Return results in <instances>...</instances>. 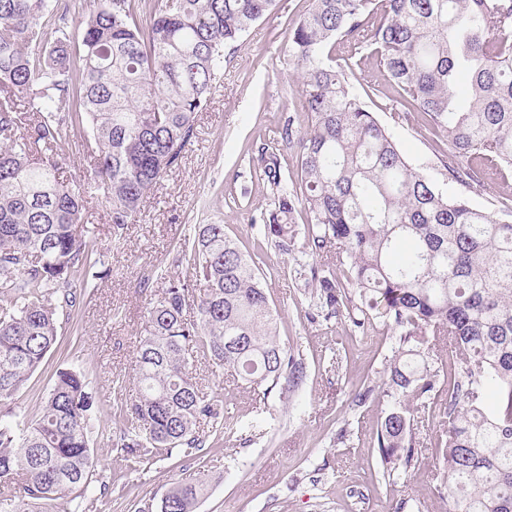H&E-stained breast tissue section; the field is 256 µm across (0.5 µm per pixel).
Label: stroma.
Returning a JSON list of instances; mask_svg holds the SVG:
<instances>
[{"label": "stroma", "mask_w": 512, "mask_h": 512, "mask_svg": "<svg viewBox=\"0 0 512 512\" xmlns=\"http://www.w3.org/2000/svg\"><path fill=\"white\" fill-rule=\"evenodd\" d=\"M307 7V0H278L275 11L249 30L199 112L183 158L135 220L114 230L103 194L88 200L87 228L103 253L105 271L96 276L79 267L71 274L77 302L60 312L57 341L16 404L22 419L34 420L57 371L84 374L97 399L95 470L110 484L96 495L92 512H159L172 483L200 475L206 489L195 512H440L433 480L441 433L436 408L414 421L421 456L409 475L388 473L374 446L385 409L390 332L356 327L343 313L327 322L317 319L311 290L296 276L291 256L271 244L261 250L255 245L256 220L271 208L272 193L252 156L260 144L273 141L287 117L304 121L302 113L285 108L297 99L301 82L288 61L287 26ZM95 8V0H50L41 25L50 34L66 28L77 43L81 21ZM336 63L350 68L356 87L379 85L367 104L413 168L448 194L498 214L502 197L512 195V171L477 188L447 182L445 138L422 118L399 119L398 93L372 50L352 58L337 52ZM95 151L88 124L74 121L61 146L65 175L83 177ZM197 224L223 225L243 252H260V264L269 271L265 289L278 340L302 361L305 377L298 388L265 396L225 377L224 427L211 432L197 457L132 464L112 447L120 405L136 388L137 347L147 308L164 285L160 275L187 276L177 249Z\"/></svg>", "instance_id": "obj_1"}]
</instances>
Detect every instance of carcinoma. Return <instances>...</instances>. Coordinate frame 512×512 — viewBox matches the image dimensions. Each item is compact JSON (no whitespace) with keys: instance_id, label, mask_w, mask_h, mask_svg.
Here are the masks:
<instances>
[{"instance_id":"cac0c4a2","label":"carcinoma","mask_w":512,"mask_h":512,"mask_svg":"<svg viewBox=\"0 0 512 512\" xmlns=\"http://www.w3.org/2000/svg\"><path fill=\"white\" fill-rule=\"evenodd\" d=\"M142 2L99 0L83 21L75 85L67 33L49 42L41 32L48 0H0V512H54L65 499L84 512L95 484L108 486L93 469L95 396L81 373L57 372L39 418L13 422L59 311L76 303L71 272L103 264L83 234L85 185L103 190L114 230L131 223L181 159L243 35L276 6L165 0L143 28ZM338 40L353 54L372 48L404 114L424 116L466 159L445 163L447 181L482 187L512 170V0H309L288 34L302 76L293 111L308 127L291 118L277 127L279 142L298 149L296 176H285L277 148L257 157L274 192L261 235L315 285L320 317L344 309L357 327L393 333L382 464L407 473L418 462L415 413L441 383L437 497L453 512H512V223L409 164L363 100L377 88L359 94L333 64ZM458 86L471 97L465 112L453 102ZM80 117L97 145L82 183L60 177L61 145ZM179 262L190 279L168 277L149 307L138 388L113 438L136 463L191 457L205 447L203 426L224 420V380L201 389L194 358L268 392L303 375L277 341L266 273L224 225H197ZM200 490L174 484L167 512H193Z\"/></svg>"}]
</instances>
